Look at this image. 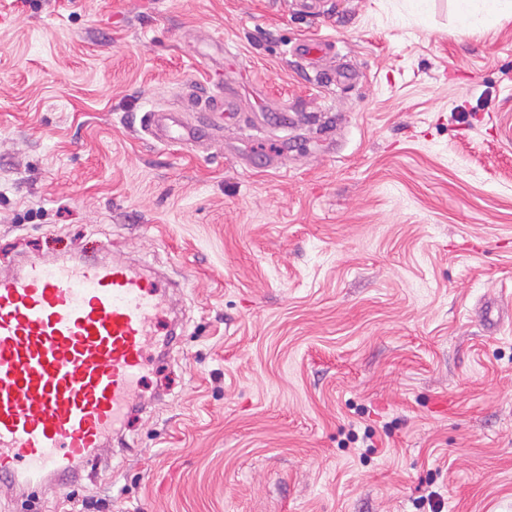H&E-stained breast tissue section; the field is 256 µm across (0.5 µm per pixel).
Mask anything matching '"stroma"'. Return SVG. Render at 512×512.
Instances as JSON below:
<instances>
[{"mask_svg": "<svg viewBox=\"0 0 512 512\" xmlns=\"http://www.w3.org/2000/svg\"><path fill=\"white\" fill-rule=\"evenodd\" d=\"M457 7L0 0V272L120 257L184 326L75 498L512 512V14ZM221 86L223 135L141 132ZM459 3L456 20L461 32L484 25L488 20L490 3L500 11L512 12L511 0H461ZM144 117V121L141 120V126L145 131H152L153 128L159 136H165L180 143L191 144L205 132L201 128H185L179 122L172 120V113L166 110L151 109L145 113Z\"/></svg>", "mask_w": 512, "mask_h": 512, "instance_id": "obj_1", "label": "stroma"}]
</instances>
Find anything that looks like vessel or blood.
<instances>
[{"mask_svg":"<svg viewBox=\"0 0 512 512\" xmlns=\"http://www.w3.org/2000/svg\"><path fill=\"white\" fill-rule=\"evenodd\" d=\"M190 144L201 129L152 109L142 123ZM166 289L128 262L34 260L0 276V494H68L82 462L141 411Z\"/></svg>","mask_w":512,"mask_h":512,"instance_id":"obj_1","label":"vessel or blood"}]
</instances>
